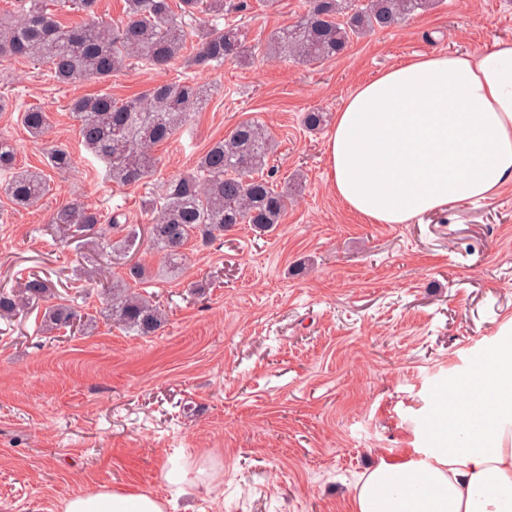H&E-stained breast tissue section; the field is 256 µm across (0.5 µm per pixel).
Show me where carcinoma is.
Instances as JSON below:
<instances>
[{
  "mask_svg": "<svg viewBox=\"0 0 512 512\" xmlns=\"http://www.w3.org/2000/svg\"><path fill=\"white\" fill-rule=\"evenodd\" d=\"M23 16L14 21L0 17V59L20 58L47 64L61 85L95 79L106 83L137 60L152 67L170 65L186 49L182 21L167 0H126L124 20L112 25L91 22L67 25L48 11V0H20ZM434 0H306L305 12L292 25L273 31L267 53L302 62L334 59L350 43L371 32L397 27ZM96 0H57L60 9L90 14ZM212 16L211 28L200 36L189 58L191 65L218 69L226 62H244L252 54L240 31L219 27L224 18V0H182V15ZM203 95L200 86L178 76L158 82L143 93L120 102L105 90L70 101L68 110L78 122L83 147L103 161L112 182L129 185L149 176L154 168L153 149L187 126ZM20 122L32 136L49 127V117L38 108L21 113ZM272 133L262 124L246 120L224 138L214 142L199 157L193 171L167 181L159 199L149 202L158 212L148 225L147 239L170 264L179 263L191 240L207 243L238 224H249L258 233L282 223L288 209V192L259 174L273 152ZM17 149L0 139V172L9 174L0 185L13 204L29 207L51 191L50 180L41 171L16 164ZM75 159L68 149L47 152V166L60 174L70 170ZM121 214H102L81 202L55 210L50 223L74 237L106 238L109 229L121 234L109 248L127 255L141 240L137 224H122ZM52 294L45 279L33 275L10 291L0 290V317H10L46 300ZM79 317L66 305L49 307L44 327H67ZM165 320L163 311L150 298L126 288H112V321L139 336L155 333Z\"/></svg>",
  "mask_w": 512,
  "mask_h": 512,
  "instance_id": "cac0c4a2",
  "label": "carcinoma"
}]
</instances>
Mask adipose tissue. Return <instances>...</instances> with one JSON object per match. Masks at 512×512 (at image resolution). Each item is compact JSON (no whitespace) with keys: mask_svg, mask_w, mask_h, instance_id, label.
<instances>
[{"mask_svg":"<svg viewBox=\"0 0 512 512\" xmlns=\"http://www.w3.org/2000/svg\"><path fill=\"white\" fill-rule=\"evenodd\" d=\"M337 197L373 224H407L512 184V40L476 54L420 55L358 85L326 142ZM508 341L449 383L424 459L379 460L354 512H512V322ZM63 512H166L108 485Z\"/></svg>","mask_w":512,"mask_h":512,"instance_id":"adipose-tissue-1","label":"adipose tissue"}]
</instances>
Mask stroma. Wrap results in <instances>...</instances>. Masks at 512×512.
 I'll return each instance as SVG.
<instances>
[{"instance_id": "stroma-1", "label": "stroma", "mask_w": 512, "mask_h": 512, "mask_svg": "<svg viewBox=\"0 0 512 512\" xmlns=\"http://www.w3.org/2000/svg\"><path fill=\"white\" fill-rule=\"evenodd\" d=\"M225 23L248 44L293 24L305 0H225ZM512 37V0H436L402 26L353 40L311 63L253 54L199 70L179 57L139 63L102 84L56 83L46 67L0 64V137L21 166L44 168V148L75 155L33 208L0 194V289L35 274L50 304L80 322L41 328L43 307L0 319V512H62L65 499L107 484L168 501L167 512H352L360 476L377 459L422 456L436 390L469 373L512 320V185L409 224H370L337 200L328 178L329 126L356 85L417 54H478ZM206 100L190 126L156 147L155 171L118 187L78 143L71 98L108 90L123 99L177 72ZM47 112L30 138L19 114ZM279 142L266 167L294 184L288 211L259 234L241 224L191 242L169 268L150 246L136 258L151 278L137 290L168 312L154 334L114 324L107 293L126 267L102 273L103 239L62 240L54 209L80 201L145 225L161 181L192 170L239 122ZM186 482L170 483L174 467Z\"/></svg>"}]
</instances>
